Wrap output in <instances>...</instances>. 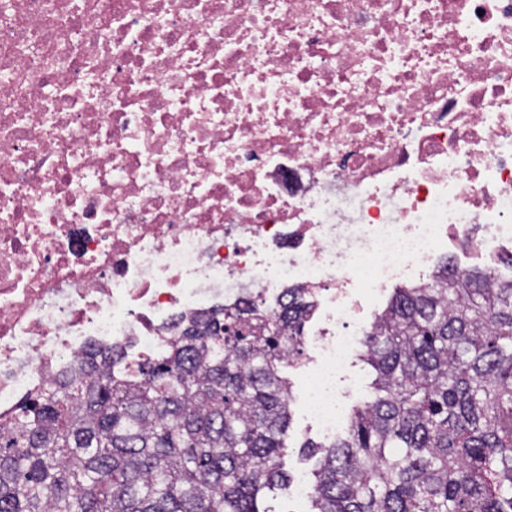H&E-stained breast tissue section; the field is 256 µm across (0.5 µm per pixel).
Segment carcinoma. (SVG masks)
Here are the masks:
<instances>
[{
    "instance_id": "obj_1",
    "label": "carcinoma",
    "mask_w": 512,
    "mask_h": 512,
    "mask_svg": "<svg viewBox=\"0 0 512 512\" xmlns=\"http://www.w3.org/2000/svg\"><path fill=\"white\" fill-rule=\"evenodd\" d=\"M311 314L297 288L273 316L246 294L155 357L90 350L0 426V512H263L290 480L281 368ZM363 347L369 399L302 445L309 512H512V277L447 257L394 289Z\"/></svg>"
}]
</instances>
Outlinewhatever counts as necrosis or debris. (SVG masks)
<instances>
[{
    "mask_svg": "<svg viewBox=\"0 0 512 512\" xmlns=\"http://www.w3.org/2000/svg\"><path fill=\"white\" fill-rule=\"evenodd\" d=\"M467 239L512 245V0H0V423L301 287L335 432L362 293Z\"/></svg>",
    "mask_w": 512,
    "mask_h": 512,
    "instance_id": "necrosis-or-debris-1",
    "label": "necrosis or debris"
}]
</instances>
